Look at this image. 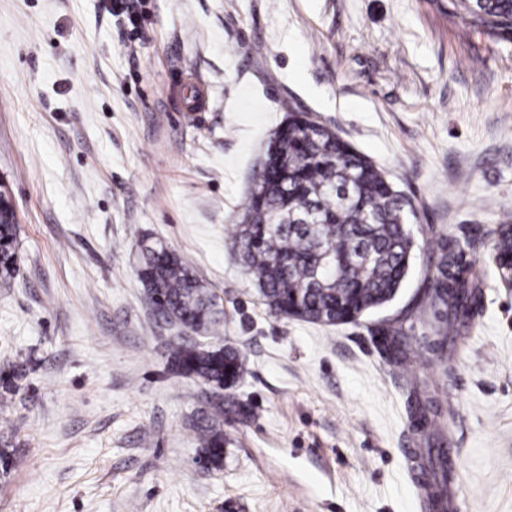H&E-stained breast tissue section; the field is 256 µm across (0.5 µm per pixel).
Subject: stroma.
Segmentation results:
<instances>
[{"label":"stroma","instance_id":"1","mask_svg":"<svg viewBox=\"0 0 512 512\" xmlns=\"http://www.w3.org/2000/svg\"><path fill=\"white\" fill-rule=\"evenodd\" d=\"M207 94L183 112L177 89ZM293 105L373 160L483 273V314L428 351L418 252L357 324L269 316L228 234ZM0 184L19 271L0 288V512H426L409 451H460L457 512H512V34H462L452 0H149L138 39L106 0H0ZM164 239L222 298L246 359L224 466L197 459L211 390L169 373L133 243ZM402 323L406 369L372 334ZM430 402L436 438L409 418ZM492 249L499 275L512 281V224H498Z\"/></svg>","mask_w":512,"mask_h":512}]
</instances>
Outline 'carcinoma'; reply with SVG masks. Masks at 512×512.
Masks as SVG:
<instances>
[{"label":"carcinoma","mask_w":512,"mask_h":512,"mask_svg":"<svg viewBox=\"0 0 512 512\" xmlns=\"http://www.w3.org/2000/svg\"><path fill=\"white\" fill-rule=\"evenodd\" d=\"M462 29L512 32V0H455ZM263 166L248 187L232 250L253 281L267 312L280 320L325 325L356 323L390 304L410 274L419 244L409 217L411 201L384 173L335 132L295 110L269 138ZM18 224L8 194L0 195V287L17 273ZM434 288L424 292L433 312V350L469 332L482 312L483 280L475 263L463 260L455 240L427 241ZM136 275L154 312L184 332H205L212 343L179 342L169 355L171 371L208 386L217 397L214 413H224L222 391L233 388L245 357L221 336L222 299L207 279L161 239L135 240ZM492 249L499 275L512 281V224L496 229ZM379 352L403 365L411 353L402 327L376 329ZM199 463L207 470L224 465V433L200 427ZM441 482H423L424 502L439 512L448 492L451 467L437 456Z\"/></svg>","instance_id":"obj_1"}]
</instances>
